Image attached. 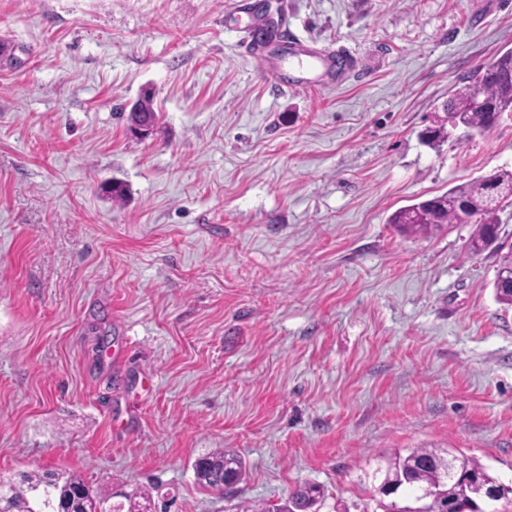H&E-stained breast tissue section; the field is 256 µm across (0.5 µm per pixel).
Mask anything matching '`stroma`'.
I'll return each instance as SVG.
<instances>
[{
    "mask_svg": "<svg viewBox=\"0 0 512 512\" xmlns=\"http://www.w3.org/2000/svg\"><path fill=\"white\" fill-rule=\"evenodd\" d=\"M246 2L0 0V478L377 512L426 447L511 484L500 254L389 218L512 170V115L420 138L512 50V0ZM258 22L356 69L281 87L242 48ZM214 448L246 465L226 493L192 469ZM322 489L315 484H304L296 488L283 504L270 505L262 502H239L232 509L236 512H311L323 499Z\"/></svg>",
    "mask_w": 512,
    "mask_h": 512,
    "instance_id": "obj_1",
    "label": "stroma"
}]
</instances>
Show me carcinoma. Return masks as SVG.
<instances>
[{"label": "carcinoma", "mask_w": 512, "mask_h": 512, "mask_svg": "<svg viewBox=\"0 0 512 512\" xmlns=\"http://www.w3.org/2000/svg\"><path fill=\"white\" fill-rule=\"evenodd\" d=\"M512 112V51L496 57L493 75L455 89L448 111L465 127L483 132L491 128V111ZM496 183L507 191L502 200L512 194V171H498L477 180L457 185L448 192L423 200L397 211L391 218L411 233H429L446 224H475L477 230L469 243V251L478 255L485 251L497 236V211L500 204L487 201L488 188ZM443 455L434 448H417L391 461L389 476L400 480L403 487L416 491L438 489L430 497L424 512H448L453 502L458 512H468L472 506L471 493L464 481H444ZM196 482L215 492L224 491L225 478L241 481L245 475L242 459L235 452L219 448L197 459L193 465ZM119 496L118 512H155L150 491L141 493L94 492L78 475L65 478L51 472H23L16 480L0 479V497L5 499L8 512H96L98 506ZM323 499L322 489L315 484L296 488L283 504L240 502L235 512H309Z\"/></svg>", "instance_id": "1"}]
</instances>
